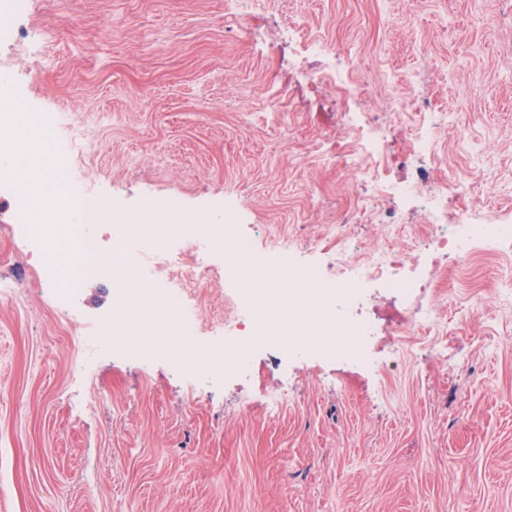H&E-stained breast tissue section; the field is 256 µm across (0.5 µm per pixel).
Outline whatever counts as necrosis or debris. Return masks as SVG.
I'll use <instances>...</instances> for the list:
<instances>
[{
    "label": "necrosis or debris",
    "instance_id": "necrosis-or-debris-1",
    "mask_svg": "<svg viewBox=\"0 0 512 512\" xmlns=\"http://www.w3.org/2000/svg\"><path fill=\"white\" fill-rule=\"evenodd\" d=\"M447 192L446 185H437L434 197L426 202L434 220L441 222L442 227L435 230L422 246V257L428 261L429 267L421 276L417 275L410 261L388 249L382 250L378 256L359 261L331 258L322 266L300 269L294 264L290 245L281 243L279 263L269 272V280L279 288H324L328 291L327 297L318 303L289 308L292 323L312 331L321 327L332 328L341 337L336 344L307 342L302 352L308 359L326 361L338 358L358 370L381 367L383 359L398 354L399 344L391 339L377 342L373 323L359 313L358 305L367 288L377 285L402 296L407 303L402 322L406 327L418 330L437 319V310L427 302L426 295L433 285L435 269L443 264L445 258H453L456 265L463 268L471 262L476 241L488 239L512 243L510 224H499L491 219L469 222L463 208L455 216H448L439 205L440 198ZM451 218L468 222V232L459 234L446 229L445 224ZM138 262L162 274L170 287L177 289L173 307L179 334L197 335L199 324L195 304L184 286L188 283L203 285L205 270L184 266L181 258L148 248L142 250ZM244 329V319L240 316L212 326V333L223 337L225 350L232 353L231 359L225 361L223 371L216 373L215 382H226L229 377L249 369L257 360L262 345L257 341L244 340Z\"/></svg>",
    "mask_w": 512,
    "mask_h": 512
}]
</instances>
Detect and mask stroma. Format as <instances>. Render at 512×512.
<instances>
[{
	"label": "stroma",
	"mask_w": 512,
	"mask_h": 512,
	"mask_svg": "<svg viewBox=\"0 0 512 512\" xmlns=\"http://www.w3.org/2000/svg\"><path fill=\"white\" fill-rule=\"evenodd\" d=\"M224 4L33 0L16 16L26 51L7 77L26 111L55 114L72 187L210 224L212 201L235 196L269 262L285 240L307 263L386 247L418 260L432 216L391 185L462 182L473 218L512 225V0H238L235 24ZM74 27L81 40L57 39ZM358 208L376 220L345 222ZM14 223L0 192V512H512V249L479 243L441 268L439 320L418 332L386 321L396 295L369 290L360 311L402 345L387 368L274 344L215 384L204 359L221 342L194 338L197 361L115 349L111 280L59 294ZM87 238L97 256L142 249L108 223ZM164 245L208 273L200 322L232 317L223 247Z\"/></svg>",
	"instance_id": "35a3bbf8"
}]
</instances>
